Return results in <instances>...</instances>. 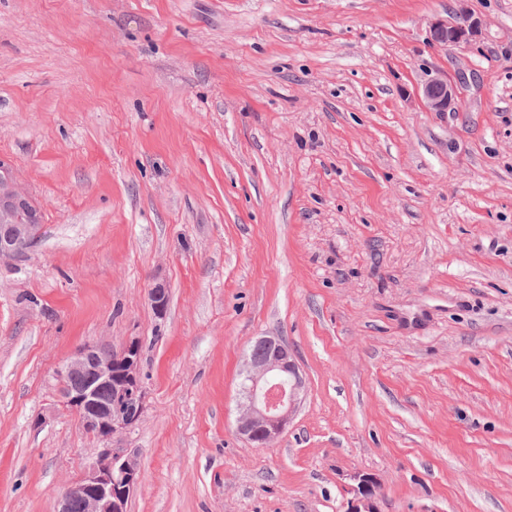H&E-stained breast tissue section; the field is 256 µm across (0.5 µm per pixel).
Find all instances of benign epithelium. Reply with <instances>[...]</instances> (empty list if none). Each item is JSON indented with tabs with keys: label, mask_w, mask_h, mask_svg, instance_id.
<instances>
[{
	"label": "benign epithelium",
	"mask_w": 512,
	"mask_h": 512,
	"mask_svg": "<svg viewBox=\"0 0 512 512\" xmlns=\"http://www.w3.org/2000/svg\"><path fill=\"white\" fill-rule=\"evenodd\" d=\"M457 2L453 20L430 23L432 43L459 46L473 42L479 34L481 20L464 5L466 0ZM418 94L431 112L456 110V86L442 73L427 79ZM41 226L40 206L19 183L12 166L0 159V261L25 253ZM148 298L155 314L165 315L168 289L158 283L149 289ZM55 379L83 431L104 443L88 472L62 494L56 512H127L142 474L136 457L116 445L146 408L140 341L132 338L118 351L81 345L57 368ZM304 390L288 343L280 336L257 338L244 363L237 433L258 447H271L287 429ZM352 479L356 486L346 512H378L376 479L361 473Z\"/></svg>",
	"instance_id": "1"
}]
</instances>
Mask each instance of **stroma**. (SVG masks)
I'll return each instance as SVG.
<instances>
[{"mask_svg": "<svg viewBox=\"0 0 512 512\" xmlns=\"http://www.w3.org/2000/svg\"><path fill=\"white\" fill-rule=\"evenodd\" d=\"M467 6L443 48L456 0H0V158L43 213L0 263V512L97 458L53 375L131 338L127 512H344L358 472L380 512H512V0ZM263 335L306 381L270 448L236 433ZM459 8L453 20L437 19L430 23V40L439 46H460L474 41L480 32L481 20L464 5L468 0H456ZM418 94L429 111L442 113L456 110V86L442 73L427 79L418 90Z\"/></svg>", "mask_w": 512, "mask_h": 512, "instance_id": "stroma-1", "label": "stroma"}]
</instances>
